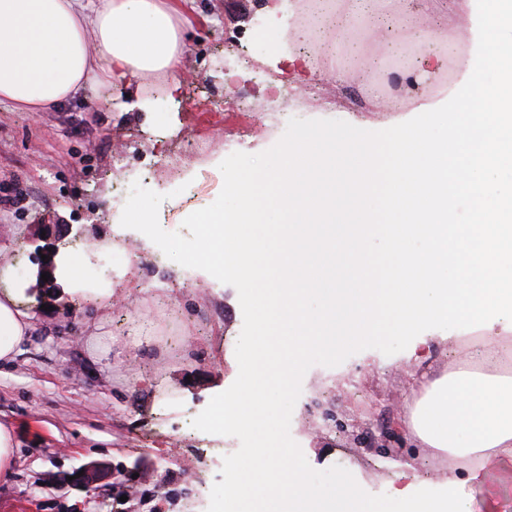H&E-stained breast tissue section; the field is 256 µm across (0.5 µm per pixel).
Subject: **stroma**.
Masks as SVG:
<instances>
[{
    "mask_svg": "<svg viewBox=\"0 0 512 512\" xmlns=\"http://www.w3.org/2000/svg\"><path fill=\"white\" fill-rule=\"evenodd\" d=\"M192 0V27L178 69L179 88L161 74L88 87L68 103L40 112L0 105V261L11 277L0 290L19 289L36 311L35 328L16 358L0 363V424L17 439L10 475L0 477V512H202L224 497L225 460L250 457L255 443L226 449L231 433L213 426L219 399L234 392L239 345L255 331L251 296L231 277L193 263L204 230L191 213L223 204L238 210L229 183L250 163L285 160V145L303 132L345 130L382 144L418 119L419 99L437 102L462 77L454 62L424 83L408 68L374 63L375 41L363 35L358 66L342 83L360 90L358 76L376 67L388 98L369 110L336 105L328 70L293 68L267 46L284 15L309 0ZM459 0H387L436 18L439 36L458 38ZM244 51L248 67L235 86L224 82V53ZM287 86L280 125L265 110L267 84ZM125 163L136 196L150 207L149 227L129 226L136 266L115 268L104 281L112 306L104 311L63 281L44 287L42 255L96 263L98 242L123 223L125 203L112 190ZM125 169V170H126ZM65 232H56V225ZM101 335H94V322ZM419 357L398 338L382 335L338 355H309L291 389L277 399L288 423L284 447L304 461L311 485L329 489L337 474H353L365 496L383 501L399 463L420 473L413 487L433 494L466 477L445 453L411 448L402 435L416 381L456 364L458 345L482 333L462 325L426 324ZM178 466L166 467L169 456ZM101 464L108 478L74 484ZM145 478L130 484L135 470ZM512 504V458L466 485L459 512Z\"/></svg>",
    "mask_w": 512,
    "mask_h": 512,
    "instance_id": "obj_1",
    "label": "stroma"
}]
</instances>
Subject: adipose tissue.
Returning a JSON list of instances; mask_svg holds the SVG:
<instances>
[{
	"label": "adipose tissue",
	"mask_w": 512,
	"mask_h": 512,
	"mask_svg": "<svg viewBox=\"0 0 512 512\" xmlns=\"http://www.w3.org/2000/svg\"><path fill=\"white\" fill-rule=\"evenodd\" d=\"M381 2L317 11L312 28L343 34L357 49L355 15L382 24ZM186 3L0 0V102L37 111L91 85L173 74L190 24ZM462 4L473 48L464 55L455 40L442 45L463 75L450 98L419 103V122L381 147L303 134L286 146L271 192L261 191V170L246 169L229 185L235 215L218 206L194 218L208 238L198 261L239 278L258 316L241 347L237 389L212 417L258 444L254 456L224 467L229 512H451L454 488L417 494L405 469L380 505L346 473L319 494L299 456L274 439L262 386L296 377L308 354L384 331L409 340L422 325L450 320L487 330L479 353L458 346V370L415 398L406 436L419 448L474 458L470 484L494 459L512 458V376L501 371L503 339L491 333L499 321L512 323V0ZM309 29H293L289 41L307 39ZM452 193L472 198V223H456ZM375 239L386 263L363 248ZM310 295L325 298L323 312L304 308ZM34 319L15 290L0 292V362L15 359Z\"/></svg>",
	"instance_id": "adipose-tissue-1"
}]
</instances>
